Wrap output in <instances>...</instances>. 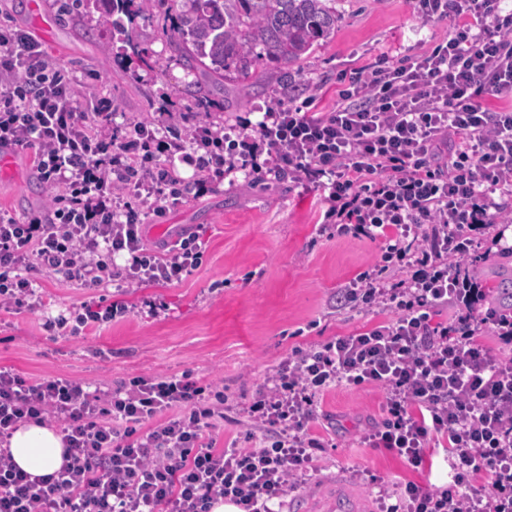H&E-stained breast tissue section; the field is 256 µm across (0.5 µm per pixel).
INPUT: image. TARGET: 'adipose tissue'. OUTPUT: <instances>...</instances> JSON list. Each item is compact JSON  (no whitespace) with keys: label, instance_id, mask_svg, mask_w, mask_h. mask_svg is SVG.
<instances>
[{"label":"adipose tissue","instance_id":"1","mask_svg":"<svg viewBox=\"0 0 512 512\" xmlns=\"http://www.w3.org/2000/svg\"><path fill=\"white\" fill-rule=\"evenodd\" d=\"M16 466L28 475L44 476L64 463V444L56 430L37 423H24L14 431L9 444Z\"/></svg>","mask_w":512,"mask_h":512}]
</instances>
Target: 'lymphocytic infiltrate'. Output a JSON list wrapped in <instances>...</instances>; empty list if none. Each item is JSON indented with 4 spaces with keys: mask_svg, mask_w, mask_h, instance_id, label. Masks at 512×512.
<instances>
[{
    "mask_svg": "<svg viewBox=\"0 0 512 512\" xmlns=\"http://www.w3.org/2000/svg\"><path fill=\"white\" fill-rule=\"evenodd\" d=\"M448 35L430 51L341 75L336 107L294 101L268 107L254 130L201 125L160 136L114 125L110 99L87 105L78 80L27 33L0 26V150L31 151L48 211L19 220L0 211V307H44L37 273L93 292L171 285L199 263L196 235L149 242L153 213L200 198L234 169L319 191L337 233L381 240L387 264L337 294L350 309L392 318L320 347L293 351L246 409L248 447H216L205 430L224 418V396L205 397L189 377L138 376L89 390L66 378L33 382L0 369V512H274L305 478L319 443L306 434L316 397L344 384L385 395L386 418L367 434L411 468L426 448L448 445L441 486L408 482L381 512H512V359L479 338L512 344V313L478 310L470 266L478 226L512 223V0H417ZM193 166L184 178L174 165ZM453 305L455 324L434 321ZM122 307L89 298L72 335L112 321ZM55 422L65 447L59 471L32 477L6 443L18 425ZM489 476L488 492L475 480Z\"/></svg>",
    "mask_w": 512,
    "mask_h": 512,
    "instance_id": "1",
    "label": "lymphocytic infiltrate"
}]
</instances>
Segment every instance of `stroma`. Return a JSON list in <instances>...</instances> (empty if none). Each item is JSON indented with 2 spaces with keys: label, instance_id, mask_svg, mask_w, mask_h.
<instances>
[{
  "label": "stroma",
  "instance_id": "obj_1",
  "mask_svg": "<svg viewBox=\"0 0 512 512\" xmlns=\"http://www.w3.org/2000/svg\"><path fill=\"white\" fill-rule=\"evenodd\" d=\"M56 0H0V26L22 30L82 81L85 99L104 96L117 105L121 128H157L163 116L184 111L190 81L169 63L162 15L136 19L137 40L153 68L137 66L95 22L80 18L43 31L37 14L53 17ZM336 32L292 65L290 81L268 63L253 85L225 82L214 100L225 128L258 123L273 99L315 96L316 109L336 105V76L367 67L381 55L416 56L446 36L444 23L423 21L415 0H331ZM50 199L29 151L0 153V209L24 218L44 211ZM324 204L314 192L285 180L251 182L227 176L215 191L183 206L149 215L147 238L161 240V227L198 233L205 251L181 283L136 290L107 286L99 294L122 303L126 314L78 336H54L48 319L78 311L88 292L66 280L40 279L44 307L0 310V368L30 381L56 377L113 388L136 376H190L224 390L229 408L210 436L217 446L243 441V410L266 378L296 349H309L385 320L382 312L337 309L336 294L358 274L382 264L383 245L347 234L318 231ZM386 417L377 387L343 385L319 396L310 437L321 442L309 463V480L290 489L287 508L330 512L337 488L378 512L381 490L396 482L442 484L443 447H436L432 475L414 472L362 438Z\"/></svg>",
  "mask_w": 512,
  "mask_h": 512
}]
</instances>
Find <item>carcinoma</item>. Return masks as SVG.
<instances>
[{"label": "carcinoma", "instance_id": "obj_1", "mask_svg": "<svg viewBox=\"0 0 512 512\" xmlns=\"http://www.w3.org/2000/svg\"><path fill=\"white\" fill-rule=\"evenodd\" d=\"M95 10L97 25L111 36L133 42L125 22L174 6L171 0H62ZM328 0H180L178 15L167 33L176 61L192 74L188 83L191 103L198 111L213 87L224 79L248 80L258 76L265 60L288 67L315 43L336 31V12Z\"/></svg>", "mask_w": 512, "mask_h": 512}]
</instances>
